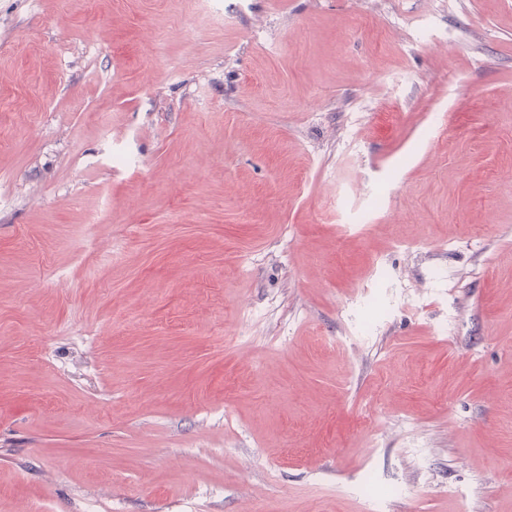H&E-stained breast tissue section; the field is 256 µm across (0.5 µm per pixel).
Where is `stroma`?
Here are the masks:
<instances>
[{"mask_svg":"<svg viewBox=\"0 0 512 512\" xmlns=\"http://www.w3.org/2000/svg\"><path fill=\"white\" fill-rule=\"evenodd\" d=\"M0 512H512V0H0Z\"/></svg>","mask_w":512,"mask_h":512,"instance_id":"1","label":"stroma"}]
</instances>
